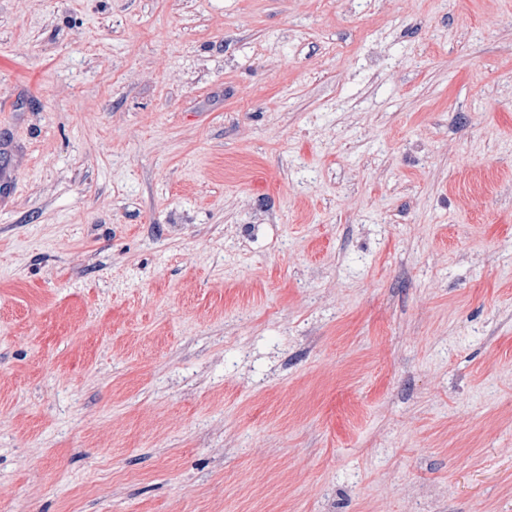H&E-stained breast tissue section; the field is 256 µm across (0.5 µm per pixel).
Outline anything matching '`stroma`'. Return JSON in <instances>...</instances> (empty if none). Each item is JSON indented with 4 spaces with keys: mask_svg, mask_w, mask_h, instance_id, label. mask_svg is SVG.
<instances>
[{
    "mask_svg": "<svg viewBox=\"0 0 512 512\" xmlns=\"http://www.w3.org/2000/svg\"><path fill=\"white\" fill-rule=\"evenodd\" d=\"M0 512H512V0H0Z\"/></svg>",
    "mask_w": 512,
    "mask_h": 512,
    "instance_id": "35a3bbf8",
    "label": "stroma"
}]
</instances>
